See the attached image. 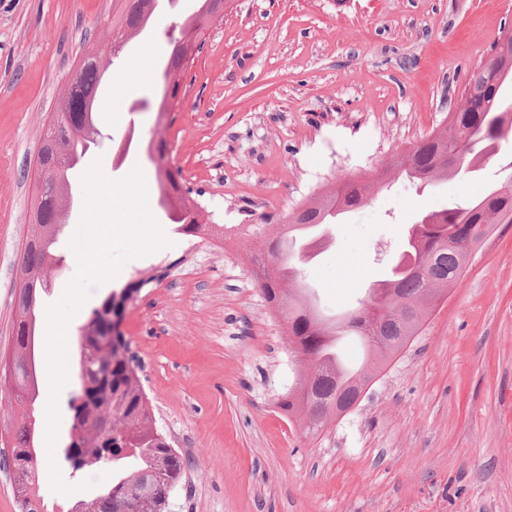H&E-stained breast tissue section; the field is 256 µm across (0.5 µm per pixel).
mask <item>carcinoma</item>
I'll use <instances>...</instances> for the list:
<instances>
[{
    "label": "carcinoma",
    "instance_id": "obj_1",
    "mask_svg": "<svg viewBox=\"0 0 512 512\" xmlns=\"http://www.w3.org/2000/svg\"><path fill=\"white\" fill-rule=\"evenodd\" d=\"M159 0H132L128 10L110 30V43L122 44L139 36L152 19ZM493 55L479 64L465 84L461 102L448 112V124L394 156L370 180H348L331 193L312 198L285 216L266 218L270 229V256L274 263L292 270V276L262 274L266 300L288 322L294 352L309 371L280 402L282 410L306 418L308 433L322 431L336 417V410L353 408L371 380L370 369L380 366L410 342L429 317L442 293L461 278L473 252L497 224H512V175L500 185L464 204L420 215L418 242L406 243L413 260L406 272L391 273L369 289L361 307L335 321L314 304L299 287V269L305 262L304 239L325 233L329 211H351L368 202L389 180L399 175L411 182L434 186L442 179L472 173L493 155L495 142L512 132V33L503 34L491 48ZM111 50L96 52L76 70L69 82L65 106L66 147L78 148L77 138L90 129L83 124L88 101L98 87L97 67L113 65ZM160 195L173 198L191 215L181 222L183 233L200 232V206L187 198L169 169L155 166ZM57 209L47 205L48 223L42 225L39 244L25 243L23 259L36 270L58 264L57 246L63 235ZM149 280L141 278L113 290L92 309L80 328L77 387L69 400L73 412L70 440L63 449L71 473L86 467L119 465L129 457L138 460L132 471L112 472V483L77 501L79 512H165L172 489L183 479L185 461L156 427L153 406L145 392L129 343L120 330L124 303L132 300ZM41 288H21L16 299L13 347L0 354V392L34 406L37 372L30 368L37 358L31 337L37 336L36 309ZM357 336L364 344L367 367L347 373L336 366V337ZM38 430L34 414L10 431L9 444L16 453L14 492L23 502L44 503L39 485L41 460L30 431Z\"/></svg>",
    "mask_w": 512,
    "mask_h": 512
}]
</instances>
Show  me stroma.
I'll return each instance as SVG.
<instances>
[{
    "label": "stroma",
    "mask_w": 512,
    "mask_h": 512,
    "mask_svg": "<svg viewBox=\"0 0 512 512\" xmlns=\"http://www.w3.org/2000/svg\"><path fill=\"white\" fill-rule=\"evenodd\" d=\"M200 5L165 0L99 89L102 169L120 180L141 168L168 244L92 287L67 326L77 336L112 289L155 275L121 329L156 424L187 462L167 512H512V224L497 225L419 336L317 435L279 407L304 366L251 262L267 250L264 215L365 179L446 125L471 72L512 28V0H233L199 36L174 121L157 126L171 40ZM125 8L0 0V349L12 336L39 138ZM117 78L126 93H114ZM157 131L213 232L166 223L145 151L113 167L125 134L147 142ZM511 162L512 135L475 176L422 192L400 180L353 210L301 268L319 306L358 309L417 211L478 196ZM81 216H69L42 308L76 273L69 242Z\"/></svg>",
    "instance_id": "35a3bbf8"
}]
</instances>
